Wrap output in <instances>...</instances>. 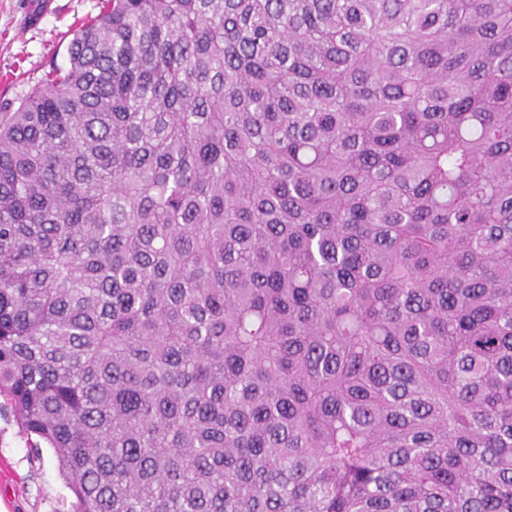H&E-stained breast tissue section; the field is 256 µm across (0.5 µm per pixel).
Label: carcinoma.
<instances>
[{"label":"carcinoma","instance_id":"carcinoma-1","mask_svg":"<svg viewBox=\"0 0 512 512\" xmlns=\"http://www.w3.org/2000/svg\"><path fill=\"white\" fill-rule=\"evenodd\" d=\"M0 100V414L73 512H512V0H100Z\"/></svg>","mask_w":512,"mask_h":512}]
</instances>
